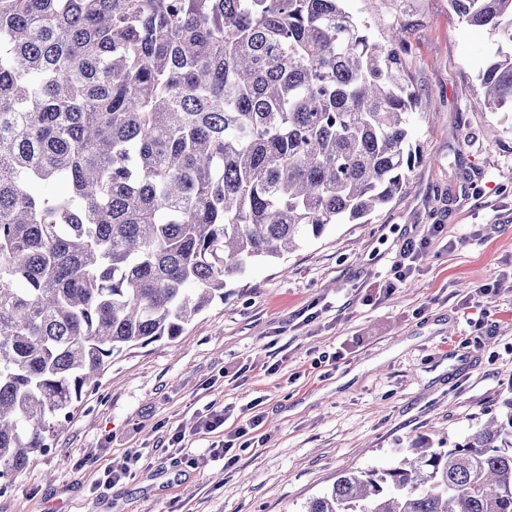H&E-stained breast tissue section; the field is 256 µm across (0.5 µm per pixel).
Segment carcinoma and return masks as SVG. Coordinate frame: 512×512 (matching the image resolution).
I'll return each instance as SVG.
<instances>
[{
    "mask_svg": "<svg viewBox=\"0 0 512 512\" xmlns=\"http://www.w3.org/2000/svg\"><path fill=\"white\" fill-rule=\"evenodd\" d=\"M345 2L0 0L1 486L113 356L179 338L229 278L402 192L424 160L407 44ZM448 10L497 36L480 91L512 112V0ZM501 408L302 512H512V396Z\"/></svg>",
    "mask_w": 512,
    "mask_h": 512,
    "instance_id": "cac0c4a2",
    "label": "carcinoma"
}]
</instances>
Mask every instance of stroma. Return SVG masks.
I'll list each match as a JSON object with an SVG mask.
<instances>
[{
  "mask_svg": "<svg viewBox=\"0 0 512 512\" xmlns=\"http://www.w3.org/2000/svg\"><path fill=\"white\" fill-rule=\"evenodd\" d=\"M347 8L377 41L398 27L408 45L424 161L402 194L371 223L255 263L178 339L114 356L51 451L0 491V512H299L343 469L391 467L420 436L462 439L512 393V114L478 94L496 38L448 0ZM434 224L414 274L377 295L404 242ZM211 402L228 431L263 417L229 468L209 457L212 435L190 432ZM130 451L134 474L102 484Z\"/></svg>",
  "mask_w": 512,
  "mask_h": 512,
  "instance_id": "stroma-1",
  "label": "stroma"
}]
</instances>
